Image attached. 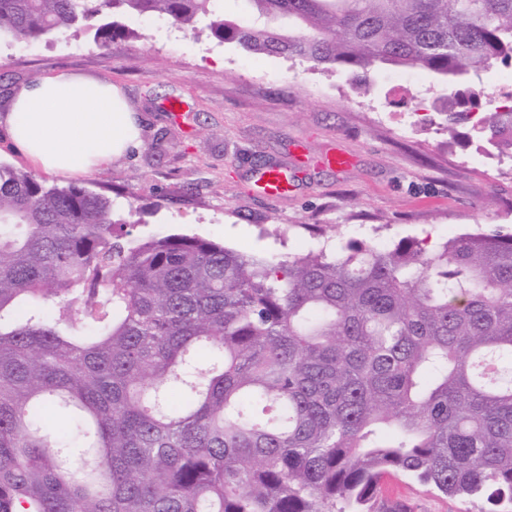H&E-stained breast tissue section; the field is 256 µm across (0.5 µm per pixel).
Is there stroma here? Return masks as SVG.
I'll return each instance as SVG.
<instances>
[{
	"label": "stroma",
	"mask_w": 512,
	"mask_h": 512,
	"mask_svg": "<svg viewBox=\"0 0 512 512\" xmlns=\"http://www.w3.org/2000/svg\"><path fill=\"white\" fill-rule=\"evenodd\" d=\"M119 21L136 36L112 50L85 30L0 40V113L14 89L60 71L121 87L140 144L76 183L109 195L134 235H195L271 258L351 239L512 233V171L471 125L463 127L469 143L449 141L429 73L413 71L398 91L395 69L363 85L342 70L250 54L163 18ZM336 152L351 165L326 164ZM268 166L290 171L288 194L258 186ZM387 488L385 506L402 512L488 508L402 477Z\"/></svg>",
	"instance_id": "1"
}]
</instances>
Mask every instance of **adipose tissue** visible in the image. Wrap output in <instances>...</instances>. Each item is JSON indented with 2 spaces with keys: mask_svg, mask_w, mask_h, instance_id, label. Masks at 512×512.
Segmentation results:
<instances>
[{
  "mask_svg": "<svg viewBox=\"0 0 512 512\" xmlns=\"http://www.w3.org/2000/svg\"><path fill=\"white\" fill-rule=\"evenodd\" d=\"M0 124L37 168L67 176L91 174L140 143L118 87L68 72L18 89Z\"/></svg>",
  "mask_w": 512,
  "mask_h": 512,
  "instance_id": "adipose-tissue-1",
  "label": "adipose tissue"
}]
</instances>
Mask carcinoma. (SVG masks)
<instances>
[{
  "instance_id": "cac0c4a2",
  "label": "carcinoma",
  "mask_w": 512,
  "mask_h": 512,
  "mask_svg": "<svg viewBox=\"0 0 512 512\" xmlns=\"http://www.w3.org/2000/svg\"><path fill=\"white\" fill-rule=\"evenodd\" d=\"M220 2L0 0V38L121 10L364 82L415 67L453 140L512 61V0ZM474 127L512 155V98ZM132 227L0 163V512H386L399 475L512 504V234L267 259ZM510 75H512L510 66L501 64L491 70L481 72L479 84L483 88L482 103L496 100L497 105H499V102L503 99L499 97L498 91L502 85L506 84L504 79H509Z\"/></svg>"
}]
</instances>
